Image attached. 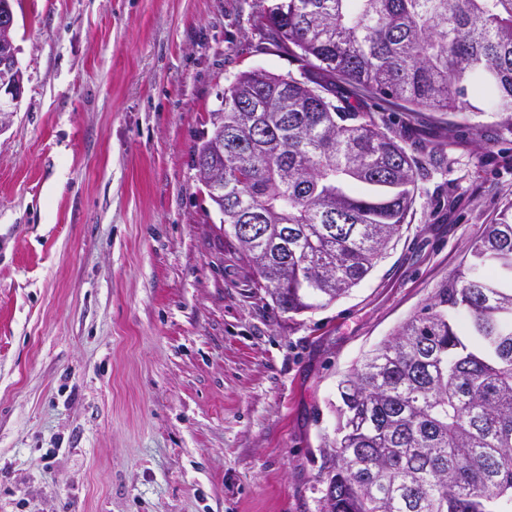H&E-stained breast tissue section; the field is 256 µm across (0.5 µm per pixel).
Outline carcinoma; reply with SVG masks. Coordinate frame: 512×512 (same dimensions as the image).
I'll list each match as a JSON object with an SVG mask.
<instances>
[{"label": "carcinoma", "mask_w": 512, "mask_h": 512, "mask_svg": "<svg viewBox=\"0 0 512 512\" xmlns=\"http://www.w3.org/2000/svg\"><path fill=\"white\" fill-rule=\"evenodd\" d=\"M268 37L299 75L251 71L224 88L193 166L224 147V236L284 312L346 295L400 234L418 159L376 94L412 116L475 110L512 125V0H272ZM259 218L262 234L238 226ZM470 261L338 384L331 512H512V203Z\"/></svg>", "instance_id": "1"}]
</instances>
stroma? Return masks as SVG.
Listing matches in <instances>:
<instances>
[{"label":"stroma","mask_w":512,"mask_h":512,"mask_svg":"<svg viewBox=\"0 0 512 512\" xmlns=\"http://www.w3.org/2000/svg\"><path fill=\"white\" fill-rule=\"evenodd\" d=\"M272 0H13L0 116V512H321L337 385L512 201V130L451 140L399 236L329 306L282 311L224 238L193 150L239 73H297ZM0 51H2L0 34ZM18 49L7 40L0 56V114L17 112L23 92V72L17 59Z\"/></svg>","instance_id":"35a3bbf8"}]
</instances>
